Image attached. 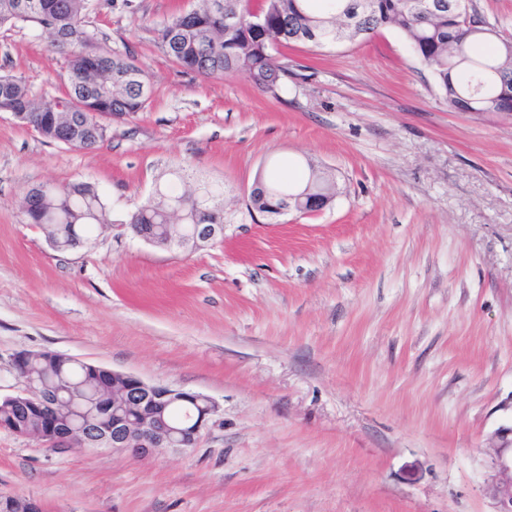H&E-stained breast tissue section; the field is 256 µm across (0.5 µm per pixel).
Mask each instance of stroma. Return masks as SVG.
<instances>
[{
	"instance_id": "1",
	"label": "stroma",
	"mask_w": 512,
	"mask_h": 512,
	"mask_svg": "<svg viewBox=\"0 0 512 512\" xmlns=\"http://www.w3.org/2000/svg\"><path fill=\"white\" fill-rule=\"evenodd\" d=\"M195 0L97 7L153 94L91 149L0 112V393L52 351L190 390L217 412L196 445L147 457L0 429V494L41 512H496L512 427V115L450 111L396 30L287 50V88L204 78L156 45ZM59 97L45 34L0 29V74ZM334 175L321 211L248 210L258 176ZM87 181L109 221L53 249L33 186ZM222 185L223 239L177 252L124 227L156 191ZM499 437L502 444L492 459L498 476L493 486V496L498 504L496 512H512V427L502 429ZM507 448H510V455L506 454Z\"/></svg>"
}]
</instances>
